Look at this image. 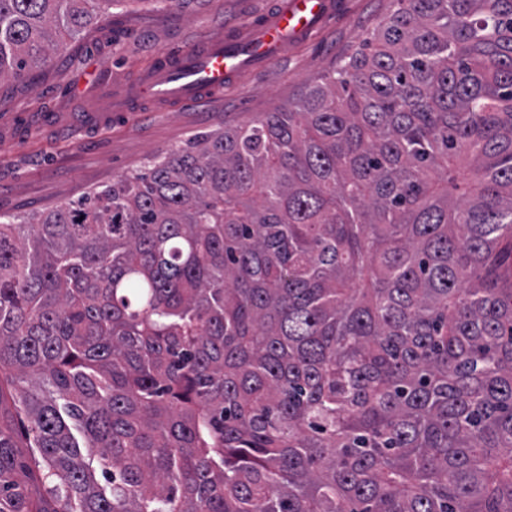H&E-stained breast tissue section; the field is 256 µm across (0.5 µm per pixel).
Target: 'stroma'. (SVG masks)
<instances>
[{"instance_id": "stroma-1", "label": "stroma", "mask_w": 512, "mask_h": 512, "mask_svg": "<svg viewBox=\"0 0 512 512\" xmlns=\"http://www.w3.org/2000/svg\"><path fill=\"white\" fill-rule=\"evenodd\" d=\"M272 0H115L99 21L33 80L0 82V125L18 112H95L115 84L134 81L163 54L246 24ZM336 18L306 44L224 91L163 110L77 131L35 126L21 142L0 139V214H39L79 201L141 169L146 157L262 113L287 108L308 83L342 60L396 8L395 0H335Z\"/></svg>"}]
</instances>
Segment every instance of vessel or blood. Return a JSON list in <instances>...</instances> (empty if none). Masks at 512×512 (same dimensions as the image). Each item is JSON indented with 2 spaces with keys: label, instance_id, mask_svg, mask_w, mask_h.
I'll list each match as a JSON object with an SVG mask.
<instances>
[{
  "label": "vessel or blood",
  "instance_id": "1",
  "mask_svg": "<svg viewBox=\"0 0 512 512\" xmlns=\"http://www.w3.org/2000/svg\"><path fill=\"white\" fill-rule=\"evenodd\" d=\"M335 14L334 0H276L273 9L257 21L163 55L135 82L113 91L110 111L88 113L86 124L94 127L122 119L144 99L166 106L198 100L246 70L280 59L290 45L327 27Z\"/></svg>",
  "mask_w": 512,
  "mask_h": 512
}]
</instances>
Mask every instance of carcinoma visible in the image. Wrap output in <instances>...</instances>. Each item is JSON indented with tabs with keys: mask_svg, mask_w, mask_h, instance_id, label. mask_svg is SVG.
Here are the masks:
<instances>
[{
	"mask_svg": "<svg viewBox=\"0 0 512 512\" xmlns=\"http://www.w3.org/2000/svg\"><path fill=\"white\" fill-rule=\"evenodd\" d=\"M116 0H0V80ZM0 215V512H512V0ZM64 502L61 509L51 502Z\"/></svg>",
	"mask_w": 512,
	"mask_h": 512,
	"instance_id": "cac0c4a2",
	"label": "carcinoma"
}]
</instances>
